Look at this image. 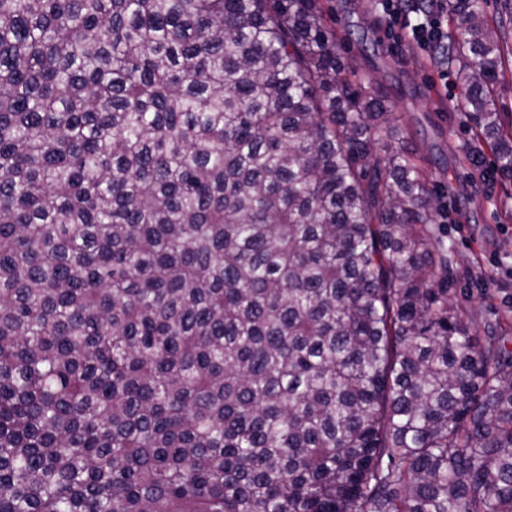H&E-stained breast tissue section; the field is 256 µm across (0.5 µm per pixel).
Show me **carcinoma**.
<instances>
[{"label":"carcinoma","mask_w":512,"mask_h":512,"mask_svg":"<svg viewBox=\"0 0 512 512\" xmlns=\"http://www.w3.org/2000/svg\"><path fill=\"white\" fill-rule=\"evenodd\" d=\"M354 74L319 0H0V512H512L508 339Z\"/></svg>","instance_id":"1"}]
</instances>
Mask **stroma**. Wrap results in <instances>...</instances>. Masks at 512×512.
<instances>
[{"label":"stroma","mask_w":512,"mask_h":512,"mask_svg":"<svg viewBox=\"0 0 512 512\" xmlns=\"http://www.w3.org/2000/svg\"><path fill=\"white\" fill-rule=\"evenodd\" d=\"M327 25L340 40L343 60L357 78L383 87L402 131L401 146L415 153L432 176L441 244L454 261L449 301L468 316L480 336L512 334V173L501 172L485 193L483 171L496 167V153L475 136L457 101L465 90L456 77L440 100L429 80L439 66L419 50L388 47L385 23L372 0H322ZM481 164H474V153Z\"/></svg>","instance_id":"35a3bbf8"}]
</instances>
